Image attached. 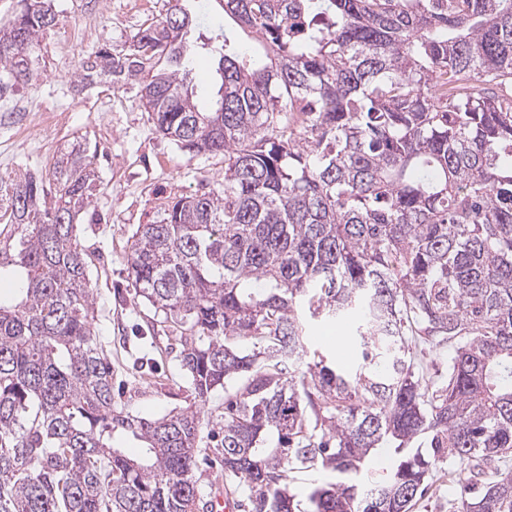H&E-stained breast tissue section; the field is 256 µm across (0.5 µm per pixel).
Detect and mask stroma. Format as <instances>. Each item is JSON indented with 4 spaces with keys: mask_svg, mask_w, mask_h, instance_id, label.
Segmentation results:
<instances>
[{
    "mask_svg": "<svg viewBox=\"0 0 512 512\" xmlns=\"http://www.w3.org/2000/svg\"><path fill=\"white\" fill-rule=\"evenodd\" d=\"M56 26L44 35L37 81L0 101V114L24 112L21 126L0 124V177L31 169H48L73 142L105 149L96 162L97 195L76 230L94 290L96 340L112 361V385L131 415L158 418L187 406L183 378L168 348L169 329L153 308L136 299L127 272L131 237L138 225L158 220L175 198L219 186L224 158L190 153L157 132L139 101L137 84H79L74 74L88 52L126 48L141 29L164 14L166 0H51ZM193 23L183 37L186 52L177 69L189 70L202 101L212 100L215 59L201 50L211 39L232 34L242 51L253 42L225 18L217 0H187ZM344 339L339 360L358 362L357 342L349 322L311 328L310 350H335Z\"/></svg>",
    "mask_w": 512,
    "mask_h": 512,
    "instance_id": "stroma-1",
    "label": "stroma"
}]
</instances>
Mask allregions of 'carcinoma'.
Returning a JSON list of instances; mask_svg holds the SVG:
<instances>
[{"label":"carcinoma","instance_id":"cac0c4a2","mask_svg":"<svg viewBox=\"0 0 512 512\" xmlns=\"http://www.w3.org/2000/svg\"><path fill=\"white\" fill-rule=\"evenodd\" d=\"M184 0L77 81H134L156 129L224 155V184L141 224L135 297L170 323L191 403L158 419L114 400L75 220L98 146H73L0 197V512H197L198 458L248 512H413L448 466L453 512H512V0H216L230 38L203 110L181 56ZM57 24L19 0L0 28V98L39 76ZM356 316L360 361L306 351ZM453 347L424 373L415 343ZM224 389L221 431L201 408ZM143 443L132 458L118 435ZM426 449L412 447L418 437ZM394 446L381 481L362 471ZM336 482L306 497L292 473Z\"/></svg>","mask_w":512,"mask_h":512}]
</instances>
